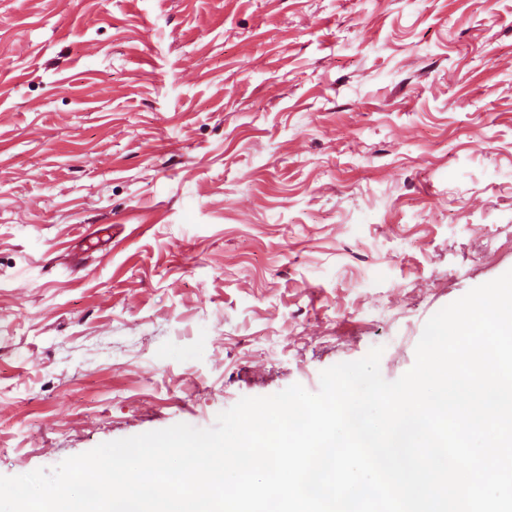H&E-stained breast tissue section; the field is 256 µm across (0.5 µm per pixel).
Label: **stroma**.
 Wrapping results in <instances>:
<instances>
[{
	"instance_id": "1",
	"label": "stroma",
	"mask_w": 512,
	"mask_h": 512,
	"mask_svg": "<svg viewBox=\"0 0 512 512\" xmlns=\"http://www.w3.org/2000/svg\"><path fill=\"white\" fill-rule=\"evenodd\" d=\"M512 269V0H0V475L382 348Z\"/></svg>"
}]
</instances>
